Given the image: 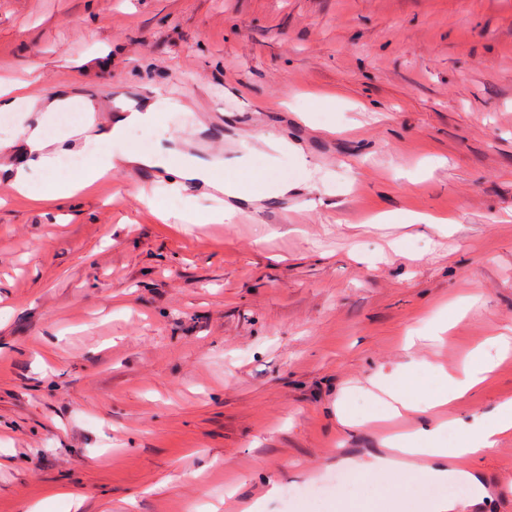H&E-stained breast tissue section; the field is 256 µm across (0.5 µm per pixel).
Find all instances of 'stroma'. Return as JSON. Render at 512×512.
Masks as SVG:
<instances>
[{"label":"stroma","instance_id":"stroma-1","mask_svg":"<svg viewBox=\"0 0 512 512\" xmlns=\"http://www.w3.org/2000/svg\"><path fill=\"white\" fill-rule=\"evenodd\" d=\"M98 101L161 89L170 131L245 156L258 197L229 224H166L181 201L119 172L65 209L0 183V512H336L447 486L346 464L415 426L365 390L427 360L459 375L512 337V0H0V78ZM286 138L278 152L259 135ZM447 214V231L378 224ZM480 302L441 342L405 336ZM348 398L361 426L341 425ZM512 398V357L448 422ZM512 471V433L469 462ZM318 496L285 497L288 488Z\"/></svg>","mask_w":512,"mask_h":512}]
</instances>
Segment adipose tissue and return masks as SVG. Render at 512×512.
<instances>
[{
  "label": "adipose tissue",
  "mask_w": 512,
  "mask_h": 512,
  "mask_svg": "<svg viewBox=\"0 0 512 512\" xmlns=\"http://www.w3.org/2000/svg\"><path fill=\"white\" fill-rule=\"evenodd\" d=\"M70 99L63 92L49 90L34 95L29 93L24 82H0V112L12 113L15 120L13 130L0 138V150L8 158L0 170L6 171L9 186L16 193L26 196L40 177L50 175L56 155L51 149L53 141H66L93 132L97 144L90 153L78 177L72 181L50 183L44 194L46 200L65 205L76 195L91 192L108 173L123 169H164L172 177L171 185L176 191H184L187 183L203 184L215 193L240 200H252L253 195L246 181L220 180L216 172L220 160L204 161L169 148H158L154 153L141 154L134 151L118 150L117 145L127 139L134 130H151L159 127L169 113L186 111L181 101L168 97H157L151 102H138L125 96H116L115 111L108 123H99L96 117L98 105L94 100L85 103V117L76 127L48 139L45 126L55 113L64 111ZM495 357L484 355L483 348L473 352L474 363L463 375L454 376L444 369H435L437 384L434 389L424 390L406 383L402 378L378 376L372 384L383 394L378 405L384 417L398 415L400 409L417 411L435 409L465 398L480 385L499 363L512 355V339L504 336L490 338ZM456 432V441H449V432ZM512 432V399L499 403L491 415L474 419L473 422L422 421L421 425L385 438L384 444L394 451V459L375 457L356 464L350 471L351 477L360 479L376 471H384L403 477L408 471V458L420 457L427 464L421 474L434 483L448 481L449 458L475 460L488 449L493 448L500 436Z\"/></svg>",
  "instance_id": "ef3b65f1"
}]
</instances>
